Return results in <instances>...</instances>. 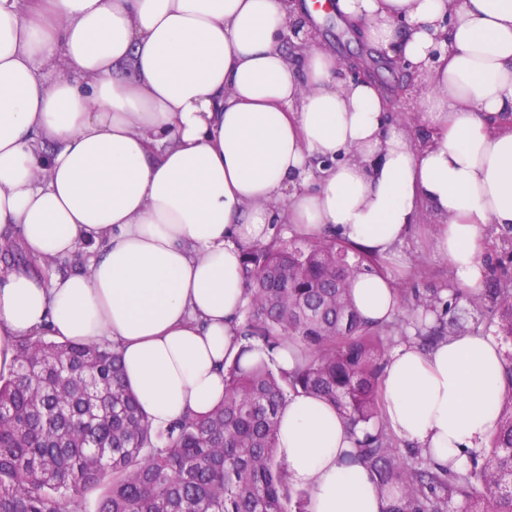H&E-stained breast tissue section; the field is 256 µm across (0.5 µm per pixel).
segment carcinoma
<instances>
[{"label":"carcinoma","instance_id":"1","mask_svg":"<svg viewBox=\"0 0 512 512\" xmlns=\"http://www.w3.org/2000/svg\"><path fill=\"white\" fill-rule=\"evenodd\" d=\"M353 250L334 235L244 247L249 301L238 337L266 357L235 360L222 404L166 430L145 419L110 346L43 334L19 342L16 371L0 376V512H83L106 479L96 512H307L308 491H293L274 452L278 414L300 392L347 420V462L398 492L387 512H512L511 352L479 467H438L421 448L405 456L378 400L386 342L395 337L428 348L474 311L512 344V286L488 275L478 294L455 289L448 301L425 298L408 317L371 325L356 314L350 288L379 261ZM290 343L296 368L285 372L275 353Z\"/></svg>","mask_w":512,"mask_h":512}]
</instances>
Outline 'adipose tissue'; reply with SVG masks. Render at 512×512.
Instances as JSON below:
<instances>
[{
    "label": "adipose tissue",
    "mask_w": 512,
    "mask_h": 512,
    "mask_svg": "<svg viewBox=\"0 0 512 512\" xmlns=\"http://www.w3.org/2000/svg\"><path fill=\"white\" fill-rule=\"evenodd\" d=\"M372 45L425 63L428 138L387 123L373 81L341 80L323 46L289 54L293 0H0V374L47 334L114 346L153 428L207 414L241 349L243 246L288 224L391 261L423 210L455 287L482 290L484 229L512 226V0H335ZM450 50L428 57L437 35ZM84 269L45 273L77 251ZM357 314L399 310L386 274L352 288ZM504 351L465 331L403 344L380 382L383 422L459 469L496 427ZM351 430L293 395L275 444L309 512H385L346 463Z\"/></svg>",
    "instance_id": "1"
}]
</instances>
